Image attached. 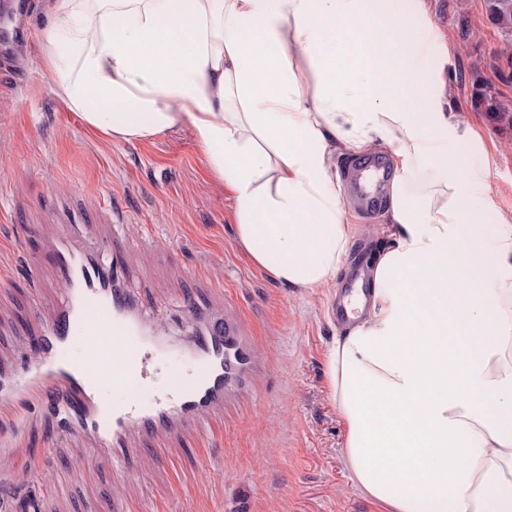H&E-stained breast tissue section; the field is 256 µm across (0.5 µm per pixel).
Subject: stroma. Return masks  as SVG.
<instances>
[{
  "mask_svg": "<svg viewBox=\"0 0 512 512\" xmlns=\"http://www.w3.org/2000/svg\"><path fill=\"white\" fill-rule=\"evenodd\" d=\"M430 31L420 66L478 139L449 143L490 187V224L512 219L508 40L486 0H394ZM47 23L27 0L22 48L31 69L0 77V373L37 356L63 286L51 255L67 225L125 255L133 286L164 334L186 330L184 306L240 327L254 366L206 429L138 440L125 471L80 429L62 430L46 394L0 402V512H381L353 487L344 429L327 391L326 349L341 334L335 288H291L255 265L235 237L233 203L187 130L132 143L92 135L40 65ZM357 260L390 239L384 208H355Z\"/></svg>",
  "mask_w": 512,
  "mask_h": 512,
  "instance_id": "1",
  "label": "stroma"
}]
</instances>
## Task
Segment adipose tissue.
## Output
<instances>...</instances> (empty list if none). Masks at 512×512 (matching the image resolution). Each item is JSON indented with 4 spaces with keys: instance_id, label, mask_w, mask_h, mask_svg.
<instances>
[{
    "instance_id": "1",
    "label": "adipose tissue",
    "mask_w": 512,
    "mask_h": 512,
    "mask_svg": "<svg viewBox=\"0 0 512 512\" xmlns=\"http://www.w3.org/2000/svg\"><path fill=\"white\" fill-rule=\"evenodd\" d=\"M42 66L114 142L190 130L236 241L276 281L325 288L358 236L334 154L390 151L389 247L326 353L343 460L383 512H512V221L479 225L474 138L389 0H42ZM471 345L460 351L449 335Z\"/></svg>"
}]
</instances>
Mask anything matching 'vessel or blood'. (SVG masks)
I'll return each instance as SVG.
<instances>
[{"instance_id":"b4317fda","label":"vessel or blood","mask_w":512,"mask_h":512,"mask_svg":"<svg viewBox=\"0 0 512 512\" xmlns=\"http://www.w3.org/2000/svg\"><path fill=\"white\" fill-rule=\"evenodd\" d=\"M80 237L79 225H71L55 253L64 290L37 343L41 359L0 380V399L11 400L30 386L50 387L65 425L89 432L123 468L134 453L132 434L155 437L179 425H205L249 368L252 351L233 323L212 320L199 310L189 315L185 346L175 348L159 329L144 323L121 258L103 262L95 250L81 246ZM75 330L97 345L89 356L92 372L59 356ZM178 356L194 363L188 380L175 378L170 368L169 358ZM104 384L124 391L126 402L103 400Z\"/></svg>"}]
</instances>
